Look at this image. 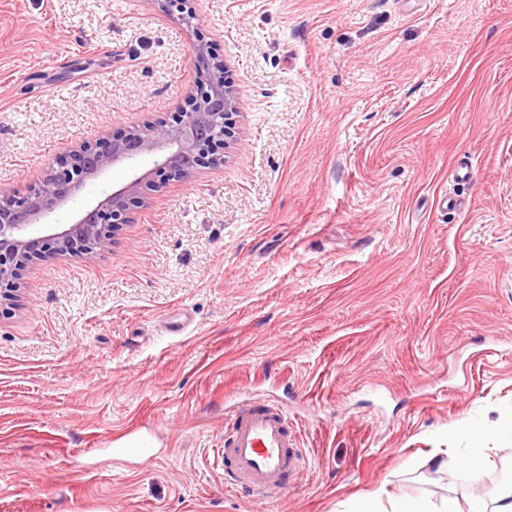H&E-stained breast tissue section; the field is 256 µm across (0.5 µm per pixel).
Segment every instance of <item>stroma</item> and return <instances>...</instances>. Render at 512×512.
<instances>
[{
  "label": "stroma",
  "instance_id": "obj_1",
  "mask_svg": "<svg viewBox=\"0 0 512 512\" xmlns=\"http://www.w3.org/2000/svg\"><path fill=\"white\" fill-rule=\"evenodd\" d=\"M192 5L189 28L158 0H0V182L180 111L200 44L242 130L109 252L33 263L0 308V512L491 499L512 433L488 470L426 457L462 448V419L512 417V0ZM245 398L284 407L305 452L268 504L224 483Z\"/></svg>",
  "mask_w": 512,
  "mask_h": 512
}]
</instances>
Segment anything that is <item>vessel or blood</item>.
<instances>
[{"instance_id": "1", "label": "vessel or blood", "mask_w": 512, "mask_h": 512, "mask_svg": "<svg viewBox=\"0 0 512 512\" xmlns=\"http://www.w3.org/2000/svg\"><path fill=\"white\" fill-rule=\"evenodd\" d=\"M229 426L222 456L233 485L256 501L284 495L288 477L303 468L287 414L267 402H250L234 411Z\"/></svg>"}]
</instances>
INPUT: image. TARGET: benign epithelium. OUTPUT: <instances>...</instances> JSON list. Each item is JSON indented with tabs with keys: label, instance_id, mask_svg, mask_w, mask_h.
Masks as SVG:
<instances>
[{
	"label": "benign epithelium",
	"instance_id": "1",
	"mask_svg": "<svg viewBox=\"0 0 512 512\" xmlns=\"http://www.w3.org/2000/svg\"><path fill=\"white\" fill-rule=\"evenodd\" d=\"M195 68V89L181 111L60 153L23 191L0 185V307L16 302L22 275L34 262L109 251L116 233L133 223V210L144 204L143 190L224 164L225 147L240 135L236 98L225 79L224 61L204 46L195 49ZM158 151L163 160L89 203L69 224L47 222L88 180Z\"/></svg>",
	"mask_w": 512,
	"mask_h": 512
}]
</instances>
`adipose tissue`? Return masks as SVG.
<instances>
[{"mask_svg": "<svg viewBox=\"0 0 512 512\" xmlns=\"http://www.w3.org/2000/svg\"><path fill=\"white\" fill-rule=\"evenodd\" d=\"M384 503L388 504L390 512H512V488L497 490L490 502L473 500L463 507L453 498L422 500L396 496L381 487L373 494L356 500L349 512H379L380 505Z\"/></svg>", "mask_w": 512, "mask_h": 512, "instance_id": "ef3b65f1", "label": "adipose tissue"}]
</instances>
